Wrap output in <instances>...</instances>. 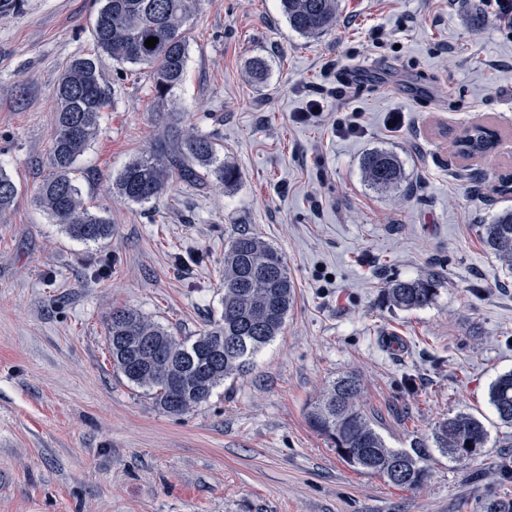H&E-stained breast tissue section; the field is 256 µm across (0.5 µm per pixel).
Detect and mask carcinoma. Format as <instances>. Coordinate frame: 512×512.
Returning <instances> with one entry per match:
<instances>
[{"instance_id":"cac0c4a2","label":"carcinoma","mask_w":512,"mask_h":512,"mask_svg":"<svg viewBox=\"0 0 512 512\" xmlns=\"http://www.w3.org/2000/svg\"><path fill=\"white\" fill-rule=\"evenodd\" d=\"M92 35L99 53L118 64L148 68L154 98L174 102V90L186 73L188 40L184 26L192 0H100ZM290 27L306 38L319 37L336 25L337 0H281ZM158 39L155 47L145 40ZM57 111L49 152V171L41 179L36 202L52 223L71 238L99 243L112 236L108 218L86 206L73 173L78 158L100 133L109 102L101 71L92 58L77 57L60 78ZM166 135L129 162L113 180L121 199L145 204L158 201L174 182L234 187L237 169L220 160L215 138L196 127L180 126L177 109H163ZM495 135L475 125L452 144L462 156L486 155ZM364 182L380 193H397L405 182L401 160L374 149L362 160ZM17 188L0 168V211L8 210ZM481 241L512 272V209L481 225ZM441 277L394 280L387 288L390 304L404 311L422 309L435 300ZM295 297L285 254L252 232L240 231L224 247V312L218 324L194 339H181L135 310L115 309L107 327L114 371L145 389L163 412L180 416L207 402L224 379L243 375L256 354L278 334ZM361 380L354 374L332 381L309 412L311 427L336 449L350 467L376 474L397 487H418L431 477V447L461 459L463 451L480 453L488 442L484 423L461 412L439 424L433 441L418 438L408 450L388 446L362 410ZM489 403L499 420L512 425V371L500 374L489 389Z\"/></svg>"}]
</instances>
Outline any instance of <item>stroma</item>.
I'll use <instances>...</instances> for the list:
<instances>
[{
    "label": "stroma",
    "instance_id": "obj_1",
    "mask_svg": "<svg viewBox=\"0 0 512 512\" xmlns=\"http://www.w3.org/2000/svg\"><path fill=\"white\" fill-rule=\"evenodd\" d=\"M99 7L24 0L0 14V167L18 189L0 213V512H482L489 497L512 500L497 474L512 465V426L488 396L512 370V273L480 241L512 208L499 191L512 175V31L488 0H338L317 38L289 27L280 0H199L175 97L240 180L177 183L152 205L110 192L163 134L147 70L101 58L111 105L77 166L112 235L85 244L35 196L56 86L72 57L95 55ZM473 124L498 143L464 158L452 142ZM379 147L402 160L405 191L363 183L360 160ZM243 229L284 252L294 305L247 376L168 415L113 371L109 317L133 309L181 338L217 324L224 247ZM434 269L432 305L389 304L390 281ZM349 372L390 447L460 412L484 423L486 447L460 462L433 449L419 488L352 469L308 421Z\"/></svg>",
    "mask_w": 512,
    "mask_h": 512
}]
</instances>
